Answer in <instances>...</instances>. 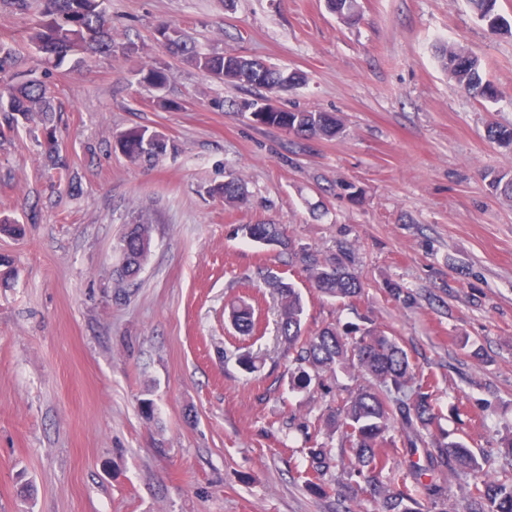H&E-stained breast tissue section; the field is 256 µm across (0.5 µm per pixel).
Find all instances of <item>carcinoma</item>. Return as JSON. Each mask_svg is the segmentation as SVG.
<instances>
[{
  "label": "carcinoma",
  "mask_w": 512,
  "mask_h": 512,
  "mask_svg": "<svg viewBox=\"0 0 512 512\" xmlns=\"http://www.w3.org/2000/svg\"><path fill=\"white\" fill-rule=\"evenodd\" d=\"M498 0H468L471 11L493 34L511 30L512 24L496 12ZM36 18L25 31V45L42 54L45 63L61 66L68 58L84 63L99 53H112V20L102 7L103 0H39ZM328 7L344 19L357 16V0H327ZM157 32L166 35L162 46L181 57L205 76L230 88L263 89L272 94L286 91L305 81L303 74L289 72L276 64L222 52H201L192 38L179 28L164 23ZM441 68L467 96L494 103L497 87L486 77L478 56L457 43L442 42L435 49ZM21 46L0 43V136L18 130L20 122H33L41 134L39 146L54 170H66L68 161L59 150L56 116L62 112L46 80L25 67ZM138 81L158 89L166 87L171 73L162 66H142L135 70ZM249 108L259 109L257 123L288 131L298 138L331 140L342 133L341 119L331 112L283 110L253 100ZM487 139L500 147H512V126L490 124ZM115 147L133 163L152 164L168 150V141L159 135L132 128L122 133ZM489 185L496 195L512 202V173H490ZM226 203L245 194L236 179L213 188ZM243 235L268 248L288 251L291 262L300 266L318 293L340 304L362 296L363 283L342 258L324 257L319 252L295 250L278 224H245ZM152 225L128 224L116 250L121 266L118 279L132 283L140 275L150 255ZM255 278L272 289L278 300L276 343L288 363L293 386L307 389L326 373L353 369L368 379L347 394H338L337 403L326 406L313 425L314 435L324 441L310 448L303 474L306 486L325 490L327 477L339 467L357 478L358 494L371 505L366 512H418V500L409 492L408 481L424 490L429 506L441 505L444 487L438 484L445 473L464 479L466 512H512V472L500 473L496 457L472 448L461 437L437 429L440 419L438 389L432 376L418 375L408 352L397 340L371 322L344 330L329 324L313 334L304 330L305 303L296 285L269 269L258 268ZM232 326L242 335L260 330V319L251 305H234ZM401 428L409 453L423 445L425 464L410 458L405 468L389 466L377 448L389 433ZM340 435L344 447H332Z\"/></svg>",
  "instance_id": "cac0c4a2"
}]
</instances>
